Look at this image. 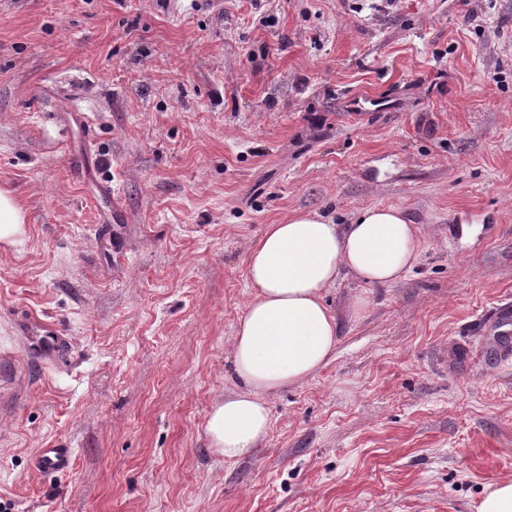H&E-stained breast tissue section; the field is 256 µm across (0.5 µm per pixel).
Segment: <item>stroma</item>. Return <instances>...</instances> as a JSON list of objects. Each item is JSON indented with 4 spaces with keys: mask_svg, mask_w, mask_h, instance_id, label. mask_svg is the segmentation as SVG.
Listing matches in <instances>:
<instances>
[{
    "mask_svg": "<svg viewBox=\"0 0 512 512\" xmlns=\"http://www.w3.org/2000/svg\"><path fill=\"white\" fill-rule=\"evenodd\" d=\"M0 187L26 216L0 243V512H473L512 477L485 324L512 303V0H0ZM368 206L418 224V263L338 280L334 355L225 462L205 425L252 242ZM22 334L29 336L39 349L37 360L57 361L62 358L68 347V340L60 336L56 328L46 322L26 320ZM70 463V452L67 448H45L39 460V465L43 469L55 472L68 471Z\"/></svg>",
    "mask_w": 512,
    "mask_h": 512,
    "instance_id": "35a3bbf8",
    "label": "stroma"
}]
</instances>
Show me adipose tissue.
<instances>
[{
	"label": "adipose tissue",
	"mask_w": 512,
	"mask_h": 512,
	"mask_svg": "<svg viewBox=\"0 0 512 512\" xmlns=\"http://www.w3.org/2000/svg\"><path fill=\"white\" fill-rule=\"evenodd\" d=\"M420 252L421 231L398 207H367L346 224L300 211L267 225L247 256L253 294L232 338L235 388L207 418L213 451L235 463L260 447L267 396L302 386L334 354L339 319L326 295L341 275L392 284Z\"/></svg>",
	"instance_id": "adipose-tissue-1"
}]
</instances>
